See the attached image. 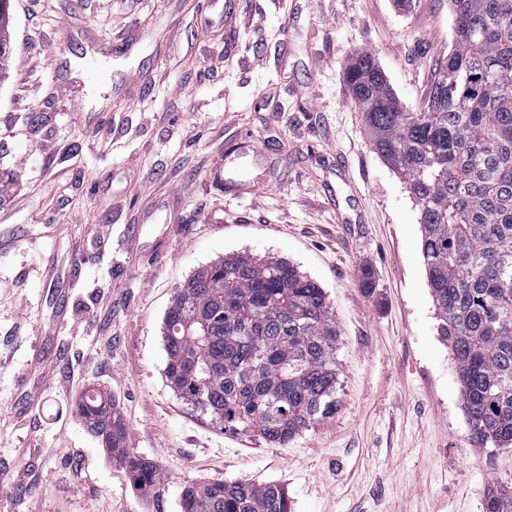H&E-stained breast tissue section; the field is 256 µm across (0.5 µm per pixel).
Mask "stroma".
Masks as SVG:
<instances>
[{
	"label": "stroma",
	"instance_id": "35a3bbf8",
	"mask_svg": "<svg viewBox=\"0 0 512 512\" xmlns=\"http://www.w3.org/2000/svg\"><path fill=\"white\" fill-rule=\"evenodd\" d=\"M202 3L11 0L0 512H181L184 485L216 480L283 485L293 512H483L512 449L470 440L418 210L343 82L368 50L421 106L452 45L448 0ZM237 252L316 281L340 333L336 412L282 447L197 417L164 375L178 288ZM91 388L159 471L155 494L84 426Z\"/></svg>",
	"mask_w": 512,
	"mask_h": 512
}]
</instances>
